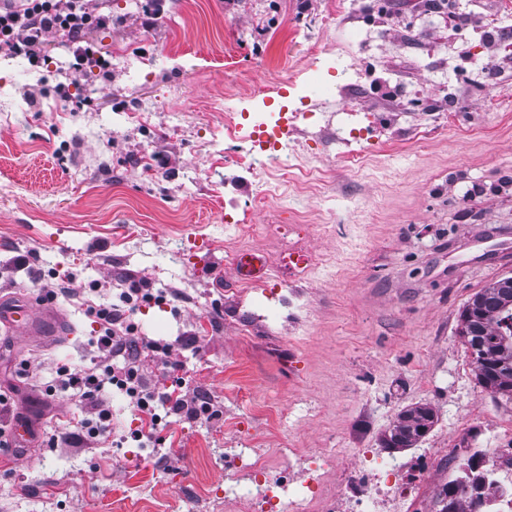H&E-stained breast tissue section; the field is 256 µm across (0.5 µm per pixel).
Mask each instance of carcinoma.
I'll list each match as a JSON object with an SVG mask.
<instances>
[{
	"label": "carcinoma",
	"mask_w": 512,
	"mask_h": 512,
	"mask_svg": "<svg viewBox=\"0 0 512 512\" xmlns=\"http://www.w3.org/2000/svg\"><path fill=\"white\" fill-rule=\"evenodd\" d=\"M483 318L458 330L472 351L476 376L483 387L501 388L512 397V306L504 293L488 285L478 292Z\"/></svg>",
	"instance_id": "cac0c4a2"
}]
</instances>
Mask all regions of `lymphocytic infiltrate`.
Wrapping results in <instances>:
<instances>
[{
	"label": "lymphocytic infiltrate",
	"mask_w": 512,
	"mask_h": 512,
	"mask_svg": "<svg viewBox=\"0 0 512 512\" xmlns=\"http://www.w3.org/2000/svg\"><path fill=\"white\" fill-rule=\"evenodd\" d=\"M100 9L96 0H22L18 5L11 2L7 7H0V54L39 60L45 51L47 34L59 32L75 44L71 68L81 72L88 59L79 51V44L90 30L109 21ZM147 295L144 284L135 282L120 293L118 301L105 297L97 303L88 302L86 311L99 326L97 336L89 342V363L74 368L62 366L56 371L57 387L78 399L85 416L80 433L51 434V443L104 442L112 432V409L105 396L112 388L124 393L141 415L150 418L155 417L160 407L176 416L196 417L205 413L202 399L187 401L172 396L148 385L143 377L140 362L148 351L160 359L164 369L179 367L178 361L171 357L170 345L157 342L143 345L131 334L130 316L135 299Z\"/></svg>",
	"instance_id": "obj_1"
}]
</instances>
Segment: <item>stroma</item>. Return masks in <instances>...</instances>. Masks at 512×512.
Segmentation results:
<instances>
[{"instance_id": "obj_1", "label": "stroma", "mask_w": 512, "mask_h": 512, "mask_svg": "<svg viewBox=\"0 0 512 512\" xmlns=\"http://www.w3.org/2000/svg\"><path fill=\"white\" fill-rule=\"evenodd\" d=\"M140 7L106 0L111 23L87 36L104 66L71 72L57 34L42 62L0 57V299L40 301L36 277L76 290L53 302L62 332H0L16 404L0 421L76 430V399L42 392L58 364L89 361L92 287L116 296L130 278L152 294L135 336L182 364L147 359L146 376L210 411L163 417L142 443L112 392L106 442L0 450V512H238L225 449L276 469L284 449L335 448V485L419 406L434 421L418 448L512 444V400L479 384L457 334L512 272L468 263L475 239H512V60L481 33L512 32V0H459L478 18L462 30L426 0H156L148 31ZM275 131L287 163L246 166ZM246 249L265 255L266 287L217 279ZM292 250L317 261L282 267Z\"/></svg>"}]
</instances>
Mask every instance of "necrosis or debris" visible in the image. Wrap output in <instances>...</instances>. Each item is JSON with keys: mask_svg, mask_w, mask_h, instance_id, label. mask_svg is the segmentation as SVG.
I'll use <instances>...</instances> for the list:
<instances>
[{"mask_svg": "<svg viewBox=\"0 0 512 512\" xmlns=\"http://www.w3.org/2000/svg\"><path fill=\"white\" fill-rule=\"evenodd\" d=\"M358 462L337 487L329 491L332 451L288 459V472L272 476L260 454L235 449L238 474L224 487L225 499L242 512H312L322 501L325 512H417L425 486L426 464L405 468L377 448L357 449ZM449 483L464 487L448 495L453 512H512V448H460L448 459ZM303 475L295 484V475Z\"/></svg>", "mask_w": 512, "mask_h": 512, "instance_id": "obj_1", "label": "necrosis or debris"}]
</instances>
